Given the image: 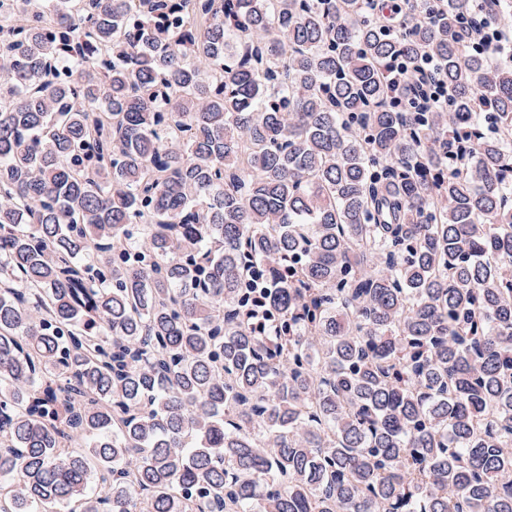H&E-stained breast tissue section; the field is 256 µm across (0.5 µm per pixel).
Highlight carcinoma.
I'll return each instance as SVG.
<instances>
[{
    "label": "carcinoma",
    "instance_id": "obj_1",
    "mask_svg": "<svg viewBox=\"0 0 512 512\" xmlns=\"http://www.w3.org/2000/svg\"><path fill=\"white\" fill-rule=\"evenodd\" d=\"M511 20L0 0V512H512ZM468 38L473 47L477 46L482 51L488 48L501 49L512 55V33L506 36L494 24L488 23L487 26L470 29ZM432 63L408 69L400 63L389 67L390 82L401 88L398 97L408 112H434L448 105V91Z\"/></svg>",
    "mask_w": 512,
    "mask_h": 512
}]
</instances>
